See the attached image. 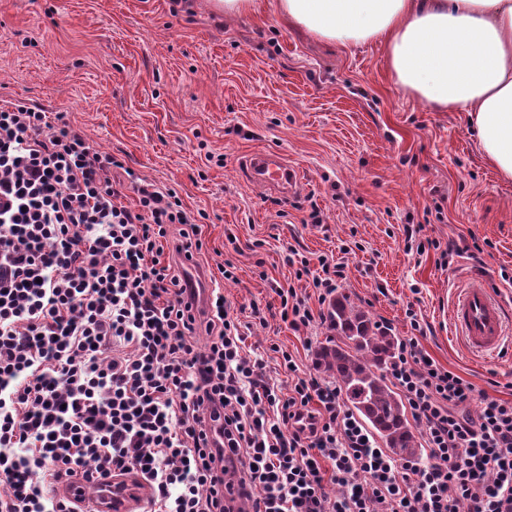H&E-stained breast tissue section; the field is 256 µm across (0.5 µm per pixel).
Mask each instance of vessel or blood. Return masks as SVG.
<instances>
[{
    "label": "vessel or blood",
    "instance_id": "obj_1",
    "mask_svg": "<svg viewBox=\"0 0 512 512\" xmlns=\"http://www.w3.org/2000/svg\"><path fill=\"white\" fill-rule=\"evenodd\" d=\"M243 175L248 183L284 197L296 193L299 185L294 168L275 151L257 152L245 158ZM449 315L456 334L475 354H497L507 335L512 333V319L478 279L458 290ZM140 490L139 480L128 476L104 483L92 502L76 485L64 487L63 493L78 505L80 512H134Z\"/></svg>",
    "mask_w": 512,
    "mask_h": 512
}]
</instances>
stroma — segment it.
I'll use <instances>...</instances> for the list:
<instances>
[{"mask_svg": "<svg viewBox=\"0 0 512 512\" xmlns=\"http://www.w3.org/2000/svg\"><path fill=\"white\" fill-rule=\"evenodd\" d=\"M1 97L65 113L102 150L177 191L202 226L199 273L233 264L224 294L273 378V343L315 367L302 335L252 315L278 307L271 282L293 281L292 245L343 263L340 290L397 336L410 335L414 310L438 364L512 395V343L472 355L449 319L474 278L512 311V181L483 160L463 113L393 87L380 44L317 42L285 23L278 0L229 18L209 0H0ZM265 150L301 171L293 197L243 178L245 156ZM411 224L432 240L425 252L406 250ZM470 236L491 248L443 266L440 247Z\"/></svg>", "mask_w": 512, "mask_h": 512, "instance_id": "obj_1", "label": "stroma"}]
</instances>
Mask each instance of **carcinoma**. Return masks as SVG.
Listing matches in <instances>:
<instances>
[{
  "label": "carcinoma",
  "instance_id": "carcinoma-1",
  "mask_svg": "<svg viewBox=\"0 0 512 512\" xmlns=\"http://www.w3.org/2000/svg\"><path fill=\"white\" fill-rule=\"evenodd\" d=\"M327 320L336 338L318 347L317 366L336 381L351 411L383 440L389 454L420 456L406 405L386 377L400 350L399 337L342 292L330 299Z\"/></svg>",
  "mask_w": 512,
  "mask_h": 512
}]
</instances>
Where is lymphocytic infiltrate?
<instances>
[{
  "label": "lymphocytic infiltrate",
  "mask_w": 512,
  "mask_h": 512,
  "mask_svg": "<svg viewBox=\"0 0 512 512\" xmlns=\"http://www.w3.org/2000/svg\"><path fill=\"white\" fill-rule=\"evenodd\" d=\"M204 247L174 189L64 113L0 100V512H76L58 486L114 472L141 475L149 512H512V398L436 363L416 312L388 374L421 460L379 448L288 350L289 384L268 375L224 295L231 264L196 307L183 270ZM286 259L309 289L273 285L277 313L308 336L345 266Z\"/></svg>",
  "instance_id": "lymphocytic-infiltrate-1"
}]
</instances>
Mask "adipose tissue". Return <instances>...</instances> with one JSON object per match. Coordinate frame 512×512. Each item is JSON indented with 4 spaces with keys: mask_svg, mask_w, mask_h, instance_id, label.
Masks as SVG:
<instances>
[{
    "mask_svg": "<svg viewBox=\"0 0 512 512\" xmlns=\"http://www.w3.org/2000/svg\"><path fill=\"white\" fill-rule=\"evenodd\" d=\"M308 36L377 42L398 91L462 112L485 160L512 181V0H279Z\"/></svg>",
    "mask_w": 512,
    "mask_h": 512,
    "instance_id": "obj_1",
    "label": "adipose tissue"
}]
</instances>
